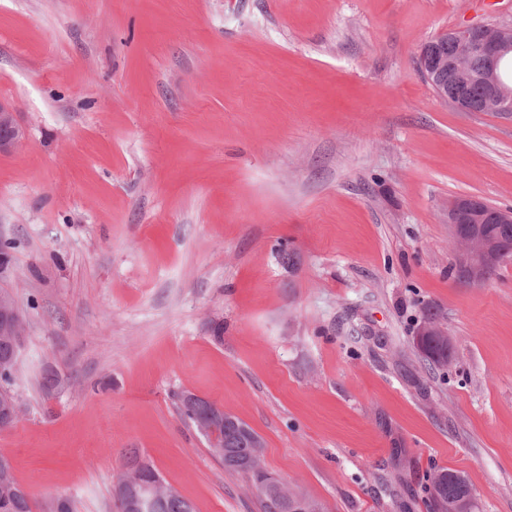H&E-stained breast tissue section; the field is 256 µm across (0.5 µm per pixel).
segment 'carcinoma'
Segmentation results:
<instances>
[{
  "label": "carcinoma",
  "instance_id": "1",
  "mask_svg": "<svg viewBox=\"0 0 512 512\" xmlns=\"http://www.w3.org/2000/svg\"><path fill=\"white\" fill-rule=\"evenodd\" d=\"M417 343L428 361L434 364L448 362L450 351L446 336H419ZM216 408V404L193 396L181 398V415L191 424L197 417ZM250 435L236 432L226 434L224 448V469L247 477L251 486L262 501L264 512H272L276 507L281 512H289L290 502L300 500L305 512H325L323 504L301 490L281 487L280 483L268 476L262 469L252 464L257 449L252 447ZM20 481L13 472H0V512H31L29 496L18 489ZM425 492L428 499L438 504V512H454L463 495L474 496L473 486L467 478L448 468L435 469L426 474ZM152 512H195L194 506L175 491L156 500Z\"/></svg>",
  "mask_w": 512,
  "mask_h": 512
}]
</instances>
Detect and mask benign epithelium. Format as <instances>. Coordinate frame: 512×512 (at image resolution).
<instances>
[{
    "instance_id": "obj_1",
    "label": "benign epithelium",
    "mask_w": 512,
    "mask_h": 512,
    "mask_svg": "<svg viewBox=\"0 0 512 512\" xmlns=\"http://www.w3.org/2000/svg\"><path fill=\"white\" fill-rule=\"evenodd\" d=\"M448 39L459 45L461 51L452 59L438 52L434 42L425 43L419 53V68L435 87L438 97L461 112H485L488 108L512 100V80L504 77L507 55L512 54V29L495 26H467L448 30ZM481 61V68L473 67V60ZM481 88L482 95L470 93L472 86ZM25 139L17 120L15 107L0 101V153L20 147ZM486 224H512V208L496 207L488 210L485 202L476 196L456 198L448 206V228L454 243L452 267L455 280L469 286L488 280V271L499 267L512 257V247H506L485 232ZM0 335L11 339L20 349L24 339V325L14 298L0 292ZM23 407L17 396L0 397V430L11 428L22 416ZM235 422L232 415L219 407L198 423L200 433L206 436L211 452L224 457V427ZM126 476L115 485L118 496L132 489H141L145 497L159 485L160 479L147 484L143 466L136 460L125 464Z\"/></svg>"
}]
</instances>
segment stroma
Wrapping results in <instances>:
<instances>
[{"instance_id":"stroma-1","label":"stroma","mask_w":512,"mask_h":512,"mask_svg":"<svg viewBox=\"0 0 512 512\" xmlns=\"http://www.w3.org/2000/svg\"><path fill=\"white\" fill-rule=\"evenodd\" d=\"M505 24L512 0H0L26 133L0 154L25 325L0 455L32 512H110L132 450L196 512H263L181 392L328 512H427L433 467L512 512V259L459 284L448 230L455 197L512 207V115L416 65ZM430 313L450 366L413 346ZM22 413V404L14 393L5 399L0 396V430L10 429L21 418ZM180 402L181 415L185 420L192 424V426L196 429L197 432V417L201 416L202 414L208 411H212L217 406L214 402L197 397L195 395H193V397H187V395H183Z\"/></svg>"}]
</instances>
